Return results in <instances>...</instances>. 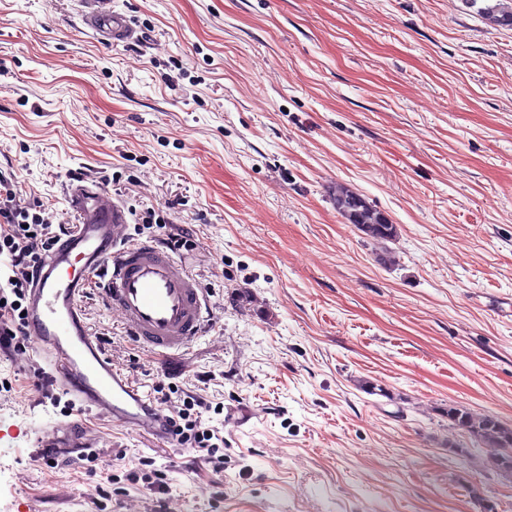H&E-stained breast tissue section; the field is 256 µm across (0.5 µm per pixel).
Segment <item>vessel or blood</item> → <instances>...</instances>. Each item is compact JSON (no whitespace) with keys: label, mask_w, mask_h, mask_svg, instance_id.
I'll use <instances>...</instances> for the list:
<instances>
[{"label":"vessel or blood","mask_w":512,"mask_h":512,"mask_svg":"<svg viewBox=\"0 0 512 512\" xmlns=\"http://www.w3.org/2000/svg\"><path fill=\"white\" fill-rule=\"evenodd\" d=\"M85 27L100 44H131L139 31L112 0H78ZM67 213L76 225L44 255L26 305L25 333L56 385L79 413L170 444L166 412L113 364L93 336L82 300L98 293L139 346L155 354L180 351L210 327V298L186 265L148 242L129 239L130 213L102 186L75 180L66 186ZM42 447L88 448L78 422L55 427Z\"/></svg>","instance_id":"obj_1"}]
</instances>
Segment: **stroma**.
I'll list each match as a JSON object with an SVG mask.
<instances>
[{"mask_svg":"<svg viewBox=\"0 0 512 512\" xmlns=\"http://www.w3.org/2000/svg\"><path fill=\"white\" fill-rule=\"evenodd\" d=\"M112 2L135 44L95 43L75 0H0V177L53 225L84 179L129 209L131 241L184 236L208 335L157 355L98 295L83 306L135 384L210 401L224 470L78 415L28 341L0 349V512H512L496 448L446 416L512 427L496 0ZM344 188L396 237L348 224ZM75 419L94 457L46 467L39 438Z\"/></svg>","mask_w":512,"mask_h":512,"instance_id":"obj_1","label":"stroma"}]
</instances>
